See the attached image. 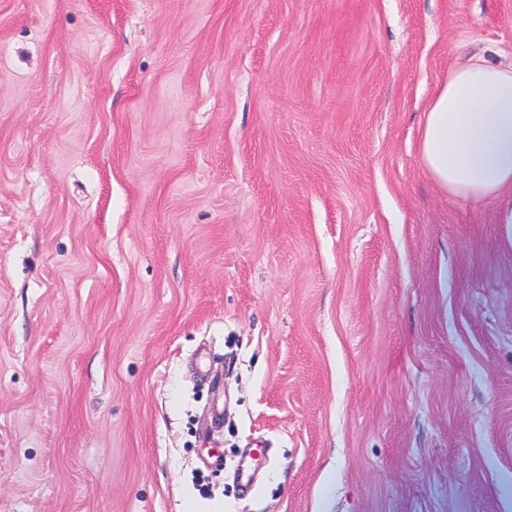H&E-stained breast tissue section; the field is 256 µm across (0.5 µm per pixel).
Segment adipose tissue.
I'll list each match as a JSON object with an SVG mask.
<instances>
[{"mask_svg":"<svg viewBox=\"0 0 512 512\" xmlns=\"http://www.w3.org/2000/svg\"><path fill=\"white\" fill-rule=\"evenodd\" d=\"M418 155L442 192L512 196V63L477 57L449 71L428 101Z\"/></svg>","mask_w":512,"mask_h":512,"instance_id":"1","label":"adipose tissue"}]
</instances>
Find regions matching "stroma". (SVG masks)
<instances>
[{"instance_id":"stroma-1","label":"stroma","mask_w":512,"mask_h":512,"mask_svg":"<svg viewBox=\"0 0 512 512\" xmlns=\"http://www.w3.org/2000/svg\"><path fill=\"white\" fill-rule=\"evenodd\" d=\"M479 55L512 0H0V512H512V208L418 156Z\"/></svg>"}]
</instances>
